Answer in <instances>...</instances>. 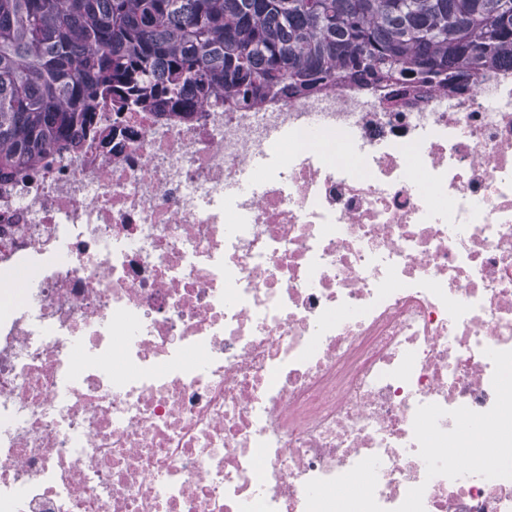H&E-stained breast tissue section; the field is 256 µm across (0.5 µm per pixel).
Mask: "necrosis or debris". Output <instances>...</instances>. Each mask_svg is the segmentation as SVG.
I'll return each mask as SVG.
<instances>
[{
    "label": "necrosis or debris",
    "mask_w": 512,
    "mask_h": 512,
    "mask_svg": "<svg viewBox=\"0 0 512 512\" xmlns=\"http://www.w3.org/2000/svg\"><path fill=\"white\" fill-rule=\"evenodd\" d=\"M76 137L0 178V512H306L372 455L386 512H512L413 434L512 350L511 56Z\"/></svg>",
    "instance_id": "obj_1"
}]
</instances>
